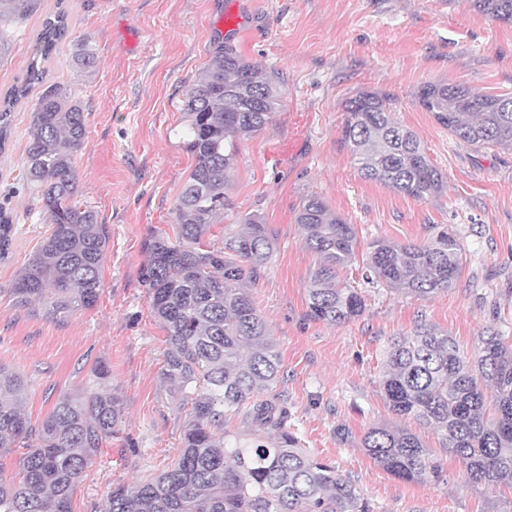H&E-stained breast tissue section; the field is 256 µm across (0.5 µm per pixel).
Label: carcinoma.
<instances>
[{
    "label": "carcinoma",
    "instance_id": "carcinoma-1",
    "mask_svg": "<svg viewBox=\"0 0 512 512\" xmlns=\"http://www.w3.org/2000/svg\"><path fill=\"white\" fill-rule=\"evenodd\" d=\"M37 2L0 0V23L25 19ZM471 2L485 19L512 24V0ZM68 33L64 11L43 20L25 78L0 103L2 151L12 108L36 94L18 181L38 194L50 233L9 293L15 305L50 318L96 305L107 246L97 212L77 201L75 157L85 143V109L71 85L49 81L44 66ZM94 63L87 40L77 41L72 64ZM415 98L457 140L512 147V96L426 83ZM280 105L279 89L230 44L215 48L185 93L183 144L195 163L176 201L174 236L160 230L145 239L139 279L167 333L163 376L192 394L191 409L171 468L112 489L100 512H374L336 466L302 448L288 399L276 390L281 355L250 294L273 252L268 225L254 214L224 234V246L206 241L228 206L224 188L238 143L266 127ZM344 112L340 141L364 178L415 199L440 192L442 173L417 136L393 119L390 98L360 91L345 100ZM296 221L304 246L319 258L306 289V316L332 325L361 316L364 298L337 279L356 256L354 225L317 195L303 200ZM13 229L0 206L1 262L12 253ZM365 266L371 279L425 298L453 287L463 248L443 225L422 244L372 240ZM107 376L96 364L85 387L59 396L34 426L21 406V377L0 366V454L26 449L18 475L0 477V512H72L73 493L93 457L123 423L120 398L101 387ZM381 383L391 412L431 429L472 483L512 488V345L505 337L488 331L469 356L448 334L419 322L387 348ZM240 413L250 432L225 431ZM360 445L399 479L443 477L441 456L397 424L368 428Z\"/></svg>",
    "mask_w": 512,
    "mask_h": 512
}]
</instances>
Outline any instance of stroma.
Returning a JSON list of instances; mask_svg holds the SVG:
<instances>
[{
	"label": "stroma",
	"instance_id": "obj_1",
	"mask_svg": "<svg viewBox=\"0 0 512 512\" xmlns=\"http://www.w3.org/2000/svg\"><path fill=\"white\" fill-rule=\"evenodd\" d=\"M55 0L9 24L0 58V96L25 73L31 47ZM70 35L50 77L73 86L87 136L75 164L80 202L94 208L108 244L97 304L61 319L15 306L8 294L49 226L34 193L16 184L30 137L32 100L13 113L0 153V205L14 220L12 253L0 262V365L24 377L23 407L40 423L65 392L83 388L95 363L123 404L120 438L99 448L76 488L72 512H99L113 488L160 473L177 459L187 408L162 375L166 332L139 282L143 242L170 230L177 197L194 166L181 132L186 90L203 75L218 42L228 41L281 89L268 125L239 144L228 175V206L212 228L251 214L268 224L275 247L250 293L282 359L279 391L288 397L304 448L335 463L375 512H512V489L470 483L444 457L445 482H406L359 446L367 428L394 422L381 385L388 341L422 320L474 351L488 328L512 337V149L457 141L415 101L428 82L512 95V25L489 22L470 0H64ZM86 39L97 63L72 65ZM361 90L390 97L395 119L412 130L443 173V191L416 200L363 179L340 143L343 104ZM324 198L354 225L360 244L384 238L420 243L438 225L458 234L464 266L455 288L421 299L367 284L361 260L339 278L364 297L363 314L331 326L306 316L317 263L296 213L305 196ZM345 427L349 441L337 439Z\"/></svg>",
	"mask_w": 512,
	"mask_h": 512
}]
</instances>
